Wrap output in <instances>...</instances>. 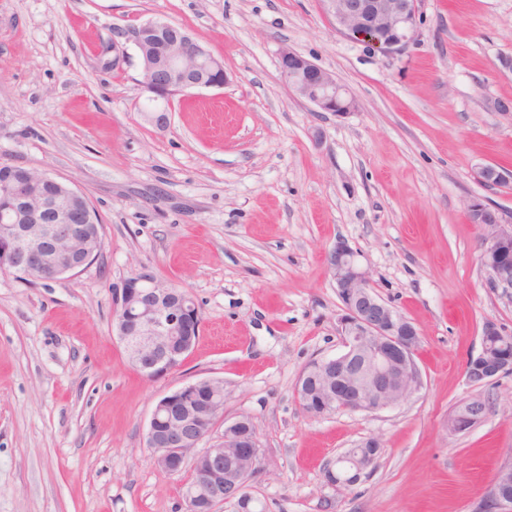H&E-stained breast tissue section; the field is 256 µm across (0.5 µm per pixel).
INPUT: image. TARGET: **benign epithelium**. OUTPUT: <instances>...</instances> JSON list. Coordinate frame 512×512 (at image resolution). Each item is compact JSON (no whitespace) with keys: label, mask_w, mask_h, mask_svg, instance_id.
I'll list each match as a JSON object with an SVG mask.
<instances>
[{"label":"benign epithelium","mask_w":512,"mask_h":512,"mask_svg":"<svg viewBox=\"0 0 512 512\" xmlns=\"http://www.w3.org/2000/svg\"><path fill=\"white\" fill-rule=\"evenodd\" d=\"M422 0H321L325 14L343 35L368 42L386 55H400L414 43L421 25ZM161 36L163 50L155 58H140L143 93L161 100L166 109L145 112L158 127L169 124L172 98L199 88H221L224 62L213 56L176 24L149 20L133 34L120 33L141 51L144 32ZM279 71L294 95L320 112L338 116L356 103L332 74L288 48L279 52ZM18 177L0 184V195L12 201L0 212V269L19 278L35 273L58 279L88 266L102 248L100 224L86 195L54 179L60 193L31 199L26 184L49 174L16 167ZM471 223L483 229L482 265L490 287L512 298V212L473 198L466 205ZM326 263L342 301L338 331L343 351L312 361L300 373L295 395L311 417L338 412L376 414L394 408L419 392L423 377L416 362L420 336L406 317L378 297L369 272L343 240L326 254ZM175 286L143 267L123 282L112 320L113 339L148 378L178 369L195 346L201 312L190 293L171 297ZM506 338L493 320L482 327L481 349L465 365L467 381L473 366L483 361V382L512 369V356L491 355L488 337ZM327 386L319 401L306 391L310 382ZM489 406L481 399L464 402L448 428L463 432L481 422ZM222 432H217L219 425ZM209 441L206 448L200 444ZM154 464L177 475L192 468L194 484L185 491V512H217L231 504L249 512L256 503L250 483L263 466V449L253 419H224V380L205 378L164 394L156 402L145 434ZM376 459L344 454L328 461L324 477L338 491L352 486L353 471L367 473ZM488 512H512V464L500 467L486 491Z\"/></svg>","instance_id":"7a95c632"}]
</instances>
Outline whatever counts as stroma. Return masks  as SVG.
Masks as SVG:
<instances>
[{"label":"stroma","instance_id":"stroma-1","mask_svg":"<svg viewBox=\"0 0 512 512\" xmlns=\"http://www.w3.org/2000/svg\"><path fill=\"white\" fill-rule=\"evenodd\" d=\"M415 43L388 57L342 36L321 0H0V163L87 195L103 245L58 280L0 271V512H185L189 472L145 443L155 402L224 381V416H250L265 512H477L512 460V373L467 382L486 320L512 335L489 287L479 198L512 211V0H423ZM177 24L223 59L224 87L176 97L167 128L139 108L141 64L115 29ZM332 73L346 115L293 97L278 53ZM345 241L375 292L416 326L424 385L397 407L314 418L294 387L336 354L341 301L324 261ZM148 267L189 291L200 335L181 367L147 378L112 338L113 300ZM478 425L451 432L469 398ZM383 453L345 492L323 463L363 439ZM490 408L481 399L473 398L464 402L451 416L448 428L455 432H463L481 422Z\"/></svg>","mask_w":512,"mask_h":512}]
</instances>
